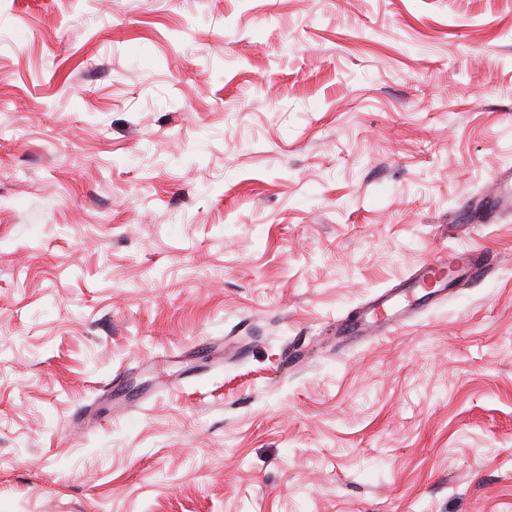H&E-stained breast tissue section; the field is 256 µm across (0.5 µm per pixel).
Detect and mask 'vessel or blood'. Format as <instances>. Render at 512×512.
Instances as JSON below:
<instances>
[{
  "mask_svg": "<svg viewBox=\"0 0 512 512\" xmlns=\"http://www.w3.org/2000/svg\"><path fill=\"white\" fill-rule=\"evenodd\" d=\"M488 263V255L469 247L440 249L393 286L380 290L338 320L336 333L345 339L390 334L415 314L447 302L460 280L471 277ZM115 409L102 403L77 407L72 423L78 428L111 421Z\"/></svg>",
  "mask_w": 512,
  "mask_h": 512,
  "instance_id": "1",
  "label": "vessel or blood"
}]
</instances>
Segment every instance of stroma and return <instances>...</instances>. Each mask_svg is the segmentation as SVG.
<instances>
[{
	"instance_id": "1",
	"label": "stroma",
	"mask_w": 512,
	"mask_h": 512,
	"mask_svg": "<svg viewBox=\"0 0 512 512\" xmlns=\"http://www.w3.org/2000/svg\"><path fill=\"white\" fill-rule=\"evenodd\" d=\"M506 167L512 0H0V512H512ZM488 257L470 247L435 251L412 273L372 294L338 320L336 335L351 340L397 331L415 314L447 302L458 282L484 268ZM448 266L455 270L451 279L441 274ZM103 400L91 405H82L77 407L73 416L72 423L77 428H88L103 426L112 420L116 414L123 412L122 405L118 407H103Z\"/></svg>"
}]
</instances>
